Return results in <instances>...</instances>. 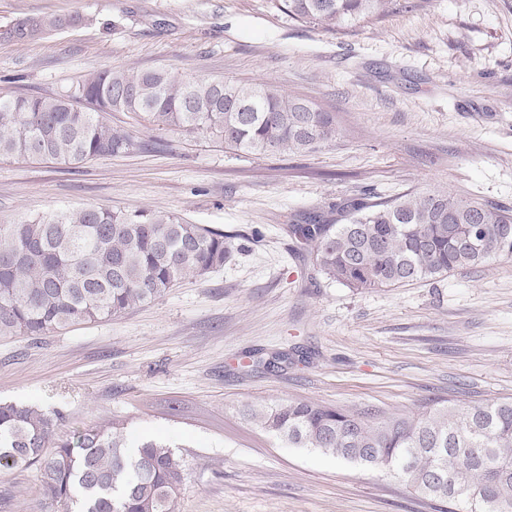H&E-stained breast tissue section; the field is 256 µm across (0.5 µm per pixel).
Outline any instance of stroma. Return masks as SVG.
<instances>
[{
    "instance_id": "obj_1",
    "label": "stroma",
    "mask_w": 512,
    "mask_h": 512,
    "mask_svg": "<svg viewBox=\"0 0 512 512\" xmlns=\"http://www.w3.org/2000/svg\"><path fill=\"white\" fill-rule=\"evenodd\" d=\"M79 25L0 46V96L48 95L112 67L269 82L336 115L332 143L244 155L103 118L137 147L72 170L0 158V224L67 207L163 211L231 236L220 269L151 303L38 338L0 339V400L68 428L126 419L189 465L176 512H437L393 478L244 417L306 400L383 412L512 399V259L356 292L288 232L338 202L447 190L512 208V0H398L337 33L275 0H0ZM289 353L288 368L259 359ZM0 512H54L33 471L0 475Z\"/></svg>"
}]
</instances>
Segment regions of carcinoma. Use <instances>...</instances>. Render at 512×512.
<instances>
[{
  "label": "carcinoma",
  "instance_id": "1",
  "mask_svg": "<svg viewBox=\"0 0 512 512\" xmlns=\"http://www.w3.org/2000/svg\"><path fill=\"white\" fill-rule=\"evenodd\" d=\"M292 20L339 30L377 19L395 0H281ZM81 21L33 16L0 33L24 43ZM92 108L85 110L78 103ZM144 115L154 129L203 134L244 154L306 153L336 139V117L267 83L110 68L50 96L0 97V157L77 168L125 153L134 137L102 112ZM340 224H293L318 271L354 291L435 280L512 257V208L445 190L336 205ZM229 236L161 211L67 208L0 225V338L95 323L202 278L230 257ZM296 448L389 475L444 512H512V400L427 404L369 415L313 401L248 410ZM65 415L0 400V474L35 471L45 504L62 512H175L188 467L158 438L132 440L120 418L63 431Z\"/></svg>",
  "mask_w": 512,
  "mask_h": 512
}]
</instances>
